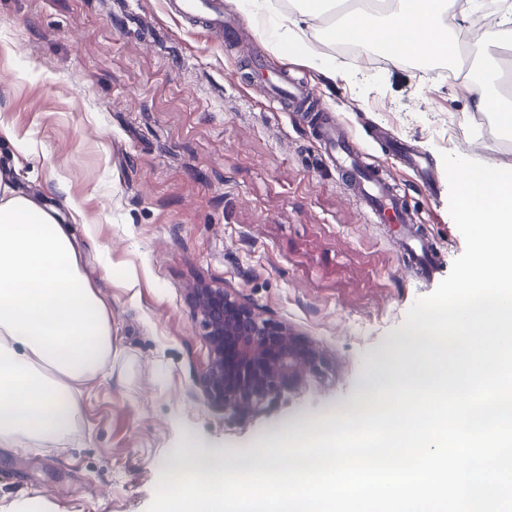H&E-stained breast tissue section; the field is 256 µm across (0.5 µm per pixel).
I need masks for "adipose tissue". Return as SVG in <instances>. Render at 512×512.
Segmentation results:
<instances>
[{"mask_svg": "<svg viewBox=\"0 0 512 512\" xmlns=\"http://www.w3.org/2000/svg\"><path fill=\"white\" fill-rule=\"evenodd\" d=\"M261 34L275 33L284 52L316 67L334 68L308 28L328 22L338 43L381 50L393 62L452 58L458 35L449 31L448 0H299L296 11L271 25L267 0H241ZM496 25L483 24L479 0H463L460 12L478 33L469 48L483 55L512 25V0H498ZM500 66L471 70L475 111L493 113L512 131V100L492 89ZM112 327L105 301L81 271L71 225L52 209L17 191L0 174V447L67 435L79 412L82 386L107 378Z\"/></svg>", "mask_w": 512, "mask_h": 512, "instance_id": "obj_1", "label": "adipose tissue"}]
</instances>
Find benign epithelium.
<instances>
[{
  "label": "benign epithelium",
  "instance_id": "obj_1",
  "mask_svg": "<svg viewBox=\"0 0 512 512\" xmlns=\"http://www.w3.org/2000/svg\"><path fill=\"white\" fill-rule=\"evenodd\" d=\"M190 303L209 346L200 389L210 406L228 415L248 416L272 406L321 363L312 343L228 288L200 284L191 289Z\"/></svg>",
  "mask_w": 512,
  "mask_h": 512
}]
</instances>
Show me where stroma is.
I'll use <instances>...</instances> for the list:
<instances>
[{"mask_svg": "<svg viewBox=\"0 0 512 512\" xmlns=\"http://www.w3.org/2000/svg\"><path fill=\"white\" fill-rule=\"evenodd\" d=\"M221 2L241 23L228 42L167 0H0V171L74 224L112 324V377L84 391L73 431L0 448V512H147L184 432L231 457L355 404L464 251L443 154L512 162V145H476L464 79L336 42L324 47L335 71L316 69ZM257 60L307 85L311 109L274 103ZM325 119L393 179L441 252L433 279L415 274L401 229L368 221L320 140ZM392 138L427 174L391 154ZM200 282L288 323L321 351L319 371L246 418L210 407L188 302Z\"/></svg>", "mask_w": 512, "mask_h": 512, "instance_id": "1", "label": "stroma"}]
</instances>
